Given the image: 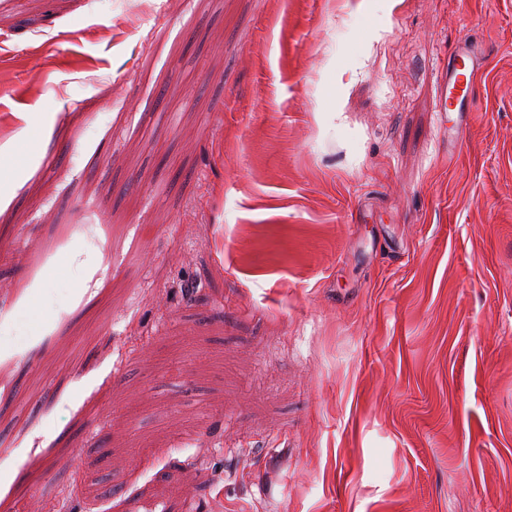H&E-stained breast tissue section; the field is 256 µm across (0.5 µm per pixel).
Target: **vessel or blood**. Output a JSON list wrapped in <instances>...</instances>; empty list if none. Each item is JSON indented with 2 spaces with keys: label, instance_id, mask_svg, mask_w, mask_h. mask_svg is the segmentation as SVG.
<instances>
[{
  "label": "vessel or blood",
  "instance_id": "obj_1",
  "mask_svg": "<svg viewBox=\"0 0 512 512\" xmlns=\"http://www.w3.org/2000/svg\"><path fill=\"white\" fill-rule=\"evenodd\" d=\"M487 57L486 50L462 40L455 46L447 66L439 72L440 109L455 113L457 125H466L475 107L474 89Z\"/></svg>",
  "mask_w": 512,
  "mask_h": 512
}]
</instances>
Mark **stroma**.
<instances>
[{
    "instance_id": "obj_1",
    "label": "stroma",
    "mask_w": 512,
    "mask_h": 512,
    "mask_svg": "<svg viewBox=\"0 0 512 512\" xmlns=\"http://www.w3.org/2000/svg\"><path fill=\"white\" fill-rule=\"evenodd\" d=\"M0 204V512H512V0H0ZM486 50L466 40L459 41L439 72L440 112H456V124L463 127L475 107L474 89L478 74L487 61Z\"/></svg>"
}]
</instances>
